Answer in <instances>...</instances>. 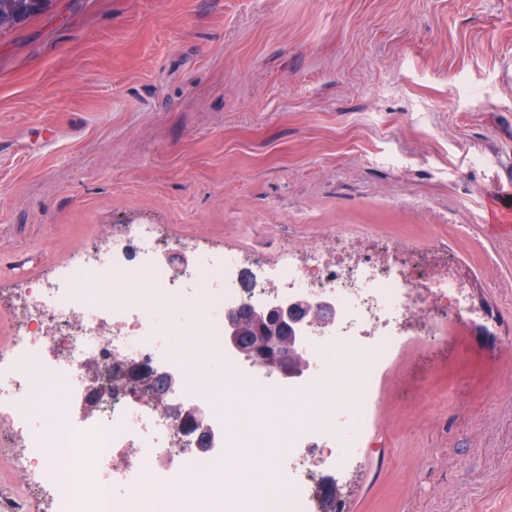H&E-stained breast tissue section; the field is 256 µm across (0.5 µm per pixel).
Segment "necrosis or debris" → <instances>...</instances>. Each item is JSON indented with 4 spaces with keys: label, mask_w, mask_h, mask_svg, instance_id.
Wrapping results in <instances>:
<instances>
[{
    "label": "necrosis or debris",
    "mask_w": 512,
    "mask_h": 512,
    "mask_svg": "<svg viewBox=\"0 0 512 512\" xmlns=\"http://www.w3.org/2000/svg\"><path fill=\"white\" fill-rule=\"evenodd\" d=\"M152 225H130L102 241L52 278L14 289L13 330L0 348V444L18 449V466L50 512H223L233 498L224 457L238 448L288 449L280 484L264 490L268 512H316L313 493L336 470L359 459L372 440L367 423L375 384L409 331L432 337L440 314L472 318L469 281L454 264L439 272L410 254L362 249L340 238L306 243L267 258L249 272L242 252L198 247L190 269L161 262ZM139 268L148 276L144 300L101 299L98 288ZM319 296L336 319L305 330L306 373L288 382V418L272 411L279 378L255 373L224 345L228 311L274 299ZM186 309L189 328L207 336L195 354L201 367H224V403L189 388L188 371L173 351L166 322L171 301ZM98 360L121 368L143 363L176 377L162 397L103 389L97 408L78 413L92 383L86 366ZM54 381L55 424H37L31 368ZM343 375L355 383L357 423L321 416L306 399ZM201 409L210 436L206 450L182 434L178 415ZM58 451L51 471L33 469L47 449Z\"/></svg>",
    "instance_id": "4bbe7bcc"
}]
</instances>
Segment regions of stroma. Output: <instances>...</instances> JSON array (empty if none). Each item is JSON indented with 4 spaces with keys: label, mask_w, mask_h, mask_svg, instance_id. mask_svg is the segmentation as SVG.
<instances>
[{
    "label": "stroma",
    "mask_w": 512,
    "mask_h": 512,
    "mask_svg": "<svg viewBox=\"0 0 512 512\" xmlns=\"http://www.w3.org/2000/svg\"><path fill=\"white\" fill-rule=\"evenodd\" d=\"M512 0H51L0 30V345L12 290L126 224L264 254L454 260L376 385L343 512H512Z\"/></svg>",
    "instance_id": "stroma-1"
}]
</instances>
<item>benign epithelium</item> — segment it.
Masks as SVG:
<instances>
[{
    "mask_svg": "<svg viewBox=\"0 0 512 512\" xmlns=\"http://www.w3.org/2000/svg\"><path fill=\"white\" fill-rule=\"evenodd\" d=\"M335 318L334 307L323 299L293 298L262 306L239 308L225 319L224 344L241 351L243 336L250 337L247 350L252 364L277 374L283 380L302 376L308 361L302 346V330L313 323H329ZM136 378L145 392L162 395L176 384L169 374L140 365L125 372V379ZM204 412L197 408L181 415L184 429L202 428Z\"/></svg>",
    "mask_w": 512,
    "mask_h": 512,
    "instance_id": "7a95c632",
    "label": "benign epithelium"
}]
</instances>
